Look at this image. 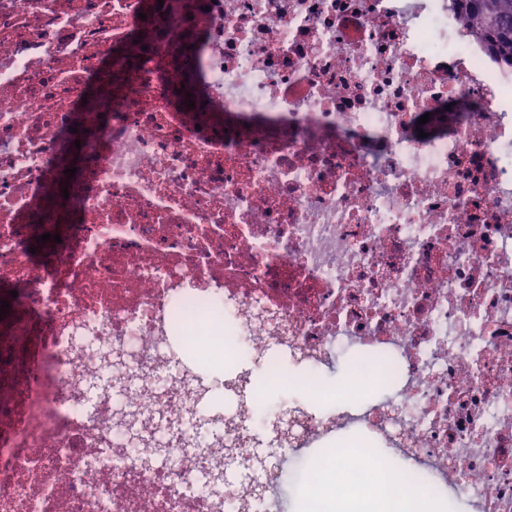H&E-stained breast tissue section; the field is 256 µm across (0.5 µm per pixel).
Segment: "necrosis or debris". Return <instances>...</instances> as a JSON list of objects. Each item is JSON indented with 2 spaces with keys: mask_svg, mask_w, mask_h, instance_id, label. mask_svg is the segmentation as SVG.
<instances>
[{
  "mask_svg": "<svg viewBox=\"0 0 512 512\" xmlns=\"http://www.w3.org/2000/svg\"><path fill=\"white\" fill-rule=\"evenodd\" d=\"M12 292L0 512H279L247 493L266 393L203 426L186 391L278 358L317 395L344 356L386 394L289 407L269 456L363 429L404 493L512 512V66L451 0H0Z\"/></svg>",
  "mask_w": 512,
  "mask_h": 512,
  "instance_id": "necrosis-or-debris-1",
  "label": "necrosis or debris"
}]
</instances>
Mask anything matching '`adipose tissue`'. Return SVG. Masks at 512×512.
I'll return each instance as SVG.
<instances>
[{
    "instance_id": "1",
    "label": "adipose tissue",
    "mask_w": 512,
    "mask_h": 512,
    "mask_svg": "<svg viewBox=\"0 0 512 512\" xmlns=\"http://www.w3.org/2000/svg\"><path fill=\"white\" fill-rule=\"evenodd\" d=\"M358 454L357 469L320 470L307 501L308 512H432L429 496L402 494L393 471L379 466L366 448H359ZM354 482L363 484V495L344 501L334 497V486Z\"/></svg>"
}]
</instances>
